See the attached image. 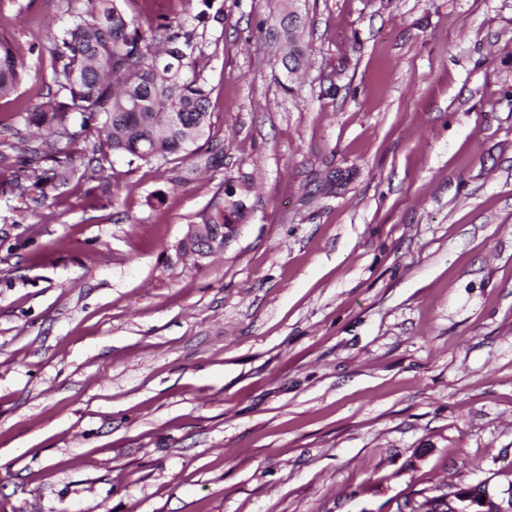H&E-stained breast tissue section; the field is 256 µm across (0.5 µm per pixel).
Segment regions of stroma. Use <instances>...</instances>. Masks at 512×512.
<instances>
[{"mask_svg": "<svg viewBox=\"0 0 512 512\" xmlns=\"http://www.w3.org/2000/svg\"><path fill=\"white\" fill-rule=\"evenodd\" d=\"M220 166L0 168V512H409L512 460V0H159ZM66 0H0L34 145ZM217 256L170 262L231 201ZM292 14L288 15V10L285 9L283 13L281 14L280 20H279V30L278 34L284 41L287 52L282 57V64L285 67V69L288 71V65L291 66L294 71H297L304 59L305 56V49L303 46L298 44L297 41V35L296 31L299 27L300 22L298 23V27L294 29V34H291V32H288V25L291 26L292 23ZM289 17V20H288Z\"/></svg>", "mask_w": 512, "mask_h": 512, "instance_id": "35a3bbf8", "label": "stroma"}]
</instances>
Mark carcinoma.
I'll return each instance as SVG.
<instances>
[{"label": "carcinoma", "instance_id": "carcinoma-1", "mask_svg": "<svg viewBox=\"0 0 512 512\" xmlns=\"http://www.w3.org/2000/svg\"><path fill=\"white\" fill-rule=\"evenodd\" d=\"M84 9L50 41L51 84L35 109L24 117L44 139L55 144L52 166L38 171L42 157L30 151L32 187L65 184L75 156L92 147L128 158V163L171 161L197 156L206 168L218 166L224 149L210 145L197 155L194 144L210 136V90L202 77L206 55L194 32L169 23L143 29L138 16L125 9L128 0H82ZM288 11L278 34L287 52L283 66L300 68L305 49L288 32ZM24 64L12 41L0 35V98L16 92ZM81 122H76V115ZM97 123L99 142L88 144L89 122ZM244 204L232 203L203 214L201 223L236 224Z\"/></svg>", "mask_w": 512, "mask_h": 512}]
</instances>
